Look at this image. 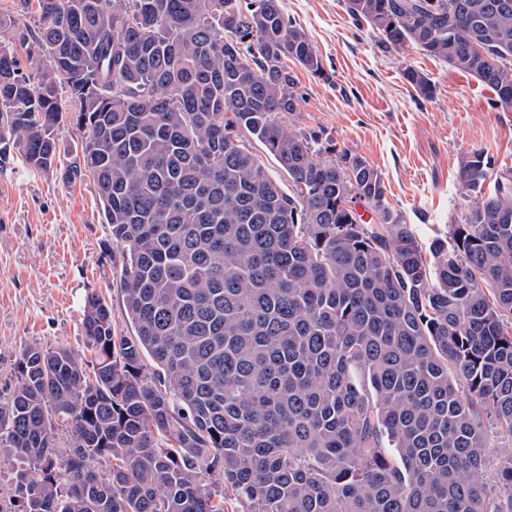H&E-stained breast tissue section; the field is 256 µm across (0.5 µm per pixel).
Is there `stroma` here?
I'll return each mask as SVG.
<instances>
[{
  "label": "stroma",
  "mask_w": 512,
  "mask_h": 512,
  "mask_svg": "<svg viewBox=\"0 0 512 512\" xmlns=\"http://www.w3.org/2000/svg\"><path fill=\"white\" fill-rule=\"evenodd\" d=\"M281 6L305 30L326 72H299L304 101L289 126L317 132L378 168L389 203L422 242L446 232L474 201L457 181L462 157L480 149L495 171L512 170V108L500 107L492 89L414 48H388L370 26L353 21L344 0ZM408 65L434 82L432 100L407 84ZM120 271L121 250L93 181L66 185L20 163L0 170V399L16 383L13 361L22 344L87 355L80 327L86 293L101 292L118 328L129 331Z\"/></svg>",
  "instance_id": "35a3bbf8"
}]
</instances>
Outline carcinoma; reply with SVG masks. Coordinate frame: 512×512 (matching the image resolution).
I'll return each instance as SVG.
<instances>
[{"instance_id":"obj_1","label":"carcinoma","mask_w":512,"mask_h":512,"mask_svg":"<svg viewBox=\"0 0 512 512\" xmlns=\"http://www.w3.org/2000/svg\"><path fill=\"white\" fill-rule=\"evenodd\" d=\"M20 3L0 15V168L93 180L133 334L91 292L92 359L21 346L0 512H225L228 493L237 512H488L481 415L512 437V170L489 183L488 154H467L476 201L425 249L377 168L287 128L294 67L325 70L281 0ZM345 8L512 108V0ZM403 78L433 99L425 73ZM65 125L84 138L59 169ZM497 486L512 512V454Z\"/></svg>"}]
</instances>
